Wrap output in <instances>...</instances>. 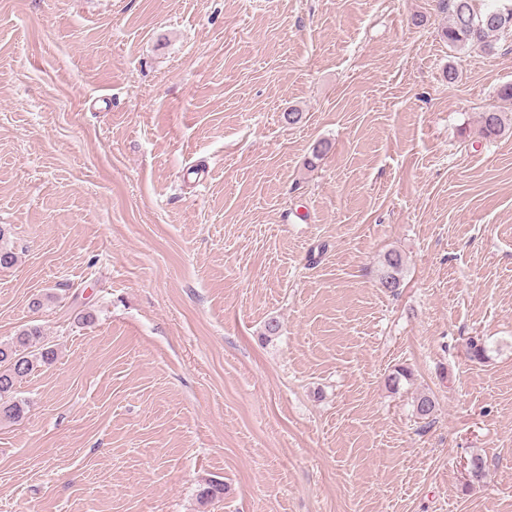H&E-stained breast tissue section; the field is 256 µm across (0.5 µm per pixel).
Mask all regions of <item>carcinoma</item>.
<instances>
[{"label":"carcinoma","mask_w":512,"mask_h":512,"mask_svg":"<svg viewBox=\"0 0 512 512\" xmlns=\"http://www.w3.org/2000/svg\"><path fill=\"white\" fill-rule=\"evenodd\" d=\"M509 31L512 32V7L492 6L482 11L476 6V0H452L451 17L443 38L454 48L477 45L490 52L494 49V38ZM508 121L504 112H483L477 134L483 139H494L504 132ZM383 266L381 285L394 292L400 288L402 256L395 251L388 252ZM54 360L55 351L44 342L38 326L24 328L11 341L0 343L1 418L17 421L24 416L26 403L15 396L17 382ZM223 495L224 483L210 479L199 492V502L205 505Z\"/></svg>","instance_id":"cac0c4a2"}]
</instances>
